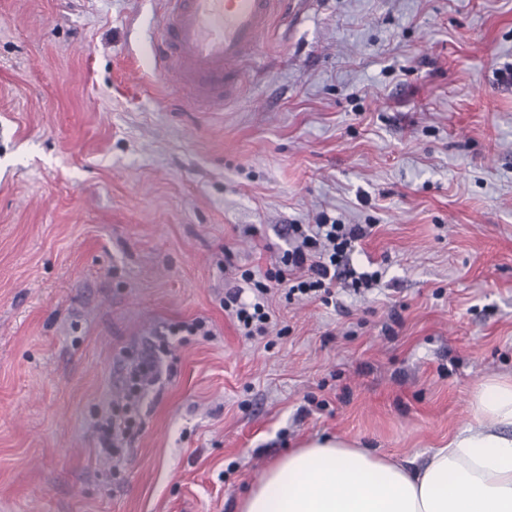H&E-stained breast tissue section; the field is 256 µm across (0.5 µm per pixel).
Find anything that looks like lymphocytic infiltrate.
Wrapping results in <instances>:
<instances>
[{
	"mask_svg": "<svg viewBox=\"0 0 512 512\" xmlns=\"http://www.w3.org/2000/svg\"><path fill=\"white\" fill-rule=\"evenodd\" d=\"M372 233V225L342 224L324 216L315 224L289 225L291 244L280 260L266 270L263 278H255L248 270L241 274L242 280L255 290L254 299L247 302L241 292L231 293L224 301L225 310L235 316L245 336H262L271 321L265 298L272 287H282L289 299L329 298L339 283L356 295L372 290L381 279L380 272L356 267L352 262L357 247ZM208 333L206 323L201 320L173 325L166 333L156 336L154 345L159 350L158 355L129 358L124 377L126 403L114 410H104L95 424L100 456L109 458L119 453L138 432L139 403L163 376L161 352L168 350L177 336Z\"/></svg>",
	"mask_w": 512,
	"mask_h": 512,
	"instance_id": "obj_1",
	"label": "lymphocytic infiltrate"
}]
</instances>
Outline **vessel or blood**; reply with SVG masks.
Returning <instances> with one entry per match:
<instances>
[{
  "mask_svg": "<svg viewBox=\"0 0 512 512\" xmlns=\"http://www.w3.org/2000/svg\"><path fill=\"white\" fill-rule=\"evenodd\" d=\"M282 0H166L153 55L178 69L213 108L239 93L244 63L260 47Z\"/></svg>",
  "mask_w": 512,
  "mask_h": 512,
  "instance_id": "b4317fda",
  "label": "vessel or blood"
}]
</instances>
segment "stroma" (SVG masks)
<instances>
[{"label":"stroma","instance_id":"obj_1","mask_svg":"<svg viewBox=\"0 0 512 512\" xmlns=\"http://www.w3.org/2000/svg\"><path fill=\"white\" fill-rule=\"evenodd\" d=\"M159 0H0V512H238L302 442L415 468L512 374V0H302L214 111L159 75ZM382 279L224 297L320 213ZM196 318L122 458L118 362Z\"/></svg>","mask_w":512,"mask_h":512}]
</instances>
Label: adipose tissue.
<instances>
[{
    "label": "adipose tissue",
    "mask_w": 512,
    "mask_h": 512,
    "mask_svg": "<svg viewBox=\"0 0 512 512\" xmlns=\"http://www.w3.org/2000/svg\"><path fill=\"white\" fill-rule=\"evenodd\" d=\"M466 428L412 469L339 438L313 439L273 463L240 512H512V378L474 391Z\"/></svg>",
    "instance_id": "obj_1"
}]
</instances>
